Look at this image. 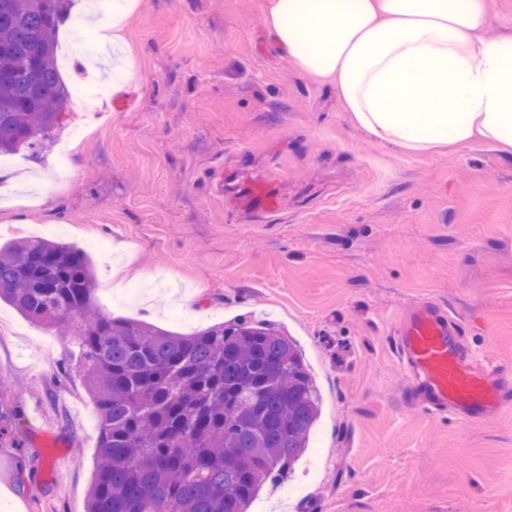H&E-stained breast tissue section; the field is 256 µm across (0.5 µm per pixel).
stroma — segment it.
Wrapping results in <instances>:
<instances>
[{"label": "stroma", "instance_id": "35a3bbf8", "mask_svg": "<svg viewBox=\"0 0 512 512\" xmlns=\"http://www.w3.org/2000/svg\"><path fill=\"white\" fill-rule=\"evenodd\" d=\"M126 38L146 81L68 109L0 190V244L56 228L83 249L104 315L190 335L247 315L300 347L321 416L292 474L248 512H512V404L483 423L406 401L393 341L432 305L493 370L512 371V159L475 142L422 154L352 124L295 71L259 0H148ZM70 146L68 171L54 145ZM251 169L277 194L225 201ZM75 336L0 301V377L23 408L0 447V512H86L99 419Z\"/></svg>", "mask_w": 512, "mask_h": 512}]
</instances>
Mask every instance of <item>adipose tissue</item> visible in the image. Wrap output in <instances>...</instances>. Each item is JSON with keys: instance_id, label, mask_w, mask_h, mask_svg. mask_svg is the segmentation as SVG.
I'll return each mask as SVG.
<instances>
[{"instance_id": "adipose-tissue-1", "label": "adipose tissue", "mask_w": 512, "mask_h": 512, "mask_svg": "<svg viewBox=\"0 0 512 512\" xmlns=\"http://www.w3.org/2000/svg\"><path fill=\"white\" fill-rule=\"evenodd\" d=\"M299 73L335 86L353 124L426 153L481 139L512 152V36L484 38V0H262Z\"/></svg>"}]
</instances>
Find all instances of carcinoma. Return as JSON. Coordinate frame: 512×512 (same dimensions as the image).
I'll return each mask as SVG.
<instances>
[{"instance_id":"cac0c4a2","label":"carcinoma","mask_w":512,"mask_h":512,"mask_svg":"<svg viewBox=\"0 0 512 512\" xmlns=\"http://www.w3.org/2000/svg\"><path fill=\"white\" fill-rule=\"evenodd\" d=\"M60 0H0V153L34 150L67 108L55 62ZM78 247L44 238L0 246V300L48 327L77 328L78 369L100 435L87 512H247L293 471L319 416L298 345L238 317L192 335L94 312ZM0 379V445L22 417Z\"/></svg>"}]
</instances>
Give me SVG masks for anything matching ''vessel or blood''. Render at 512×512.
Segmentation results:
<instances>
[{
    "mask_svg": "<svg viewBox=\"0 0 512 512\" xmlns=\"http://www.w3.org/2000/svg\"><path fill=\"white\" fill-rule=\"evenodd\" d=\"M412 398L435 412L481 421L512 402V376L488 370L461 343V326L428 306L411 310L394 330Z\"/></svg>",
    "mask_w": 512,
    "mask_h": 512,
    "instance_id": "1",
    "label": "vessel or blood"
}]
</instances>
